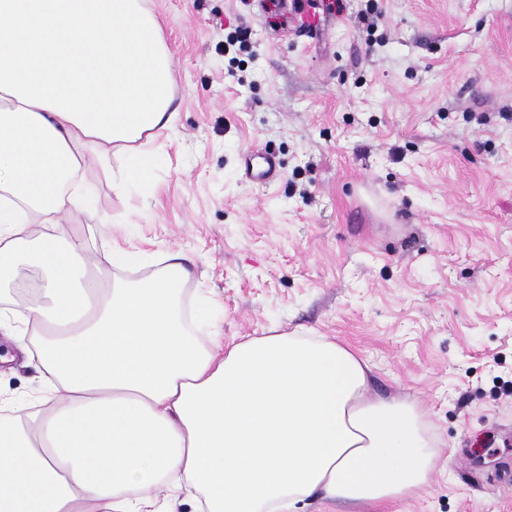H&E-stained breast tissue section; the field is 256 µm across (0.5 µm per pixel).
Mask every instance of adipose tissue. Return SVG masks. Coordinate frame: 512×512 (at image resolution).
<instances>
[{"label":"adipose tissue","instance_id":"ef3b65f1","mask_svg":"<svg viewBox=\"0 0 512 512\" xmlns=\"http://www.w3.org/2000/svg\"><path fill=\"white\" fill-rule=\"evenodd\" d=\"M171 51L143 0H0V288L36 292L0 308L40 398L0 407V512H300L308 499L380 508L413 496L439 465L414 403L369 394L368 364L325 336L225 341L200 305L201 345L181 302V253L160 274L50 231L84 206L88 159L123 165L113 186L149 184L148 144L171 131ZM46 232L28 235L32 221ZM39 335L29 347L27 331Z\"/></svg>","mask_w":512,"mask_h":512}]
</instances>
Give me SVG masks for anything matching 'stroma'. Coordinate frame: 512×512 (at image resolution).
<instances>
[{
    "label": "stroma",
    "mask_w": 512,
    "mask_h": 512,
    "mask_svg": "<svg viewBox=\"0 0 512 512\" xmlns=\"http://www.w3.org/2000/svg\"><path fill=\"white\" fill-rule=\"evenodd\" d=\"M343 4L303 35L271 0H146L177 113L155 197L92 161L61 219L90 258L140 252L121 278L183 253L186 315L211 299L225 341L319 334L368 362L370 394L417 402L447 464L389 512H512V0ZM256 150L279 163L263 185ZM38 388L0 360L1 398Z\"/></svg>",
    "instance_id": "1"
}]
</instances>
